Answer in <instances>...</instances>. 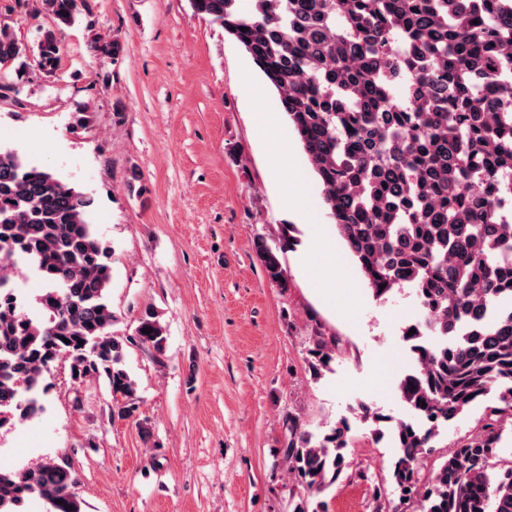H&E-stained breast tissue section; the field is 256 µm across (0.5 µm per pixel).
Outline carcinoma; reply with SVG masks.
I'll return each mask as SVG.
<instances>
[{
    "label": "carcinoma",
    "mask_w": 512,
    "mask_h": 512,
    "mask_svg": "<svg viewBox=\"0 0 512 512\" xmlns=\"http://www.w3.org/2000/svg\"><path fill=\"white\" fill-rule=\"evenodd\" d=\"M237 41L277 92L364 285L376 300L405 288L421 317L407 326L413 369L398 385L412 417L390 420L360 403L399 453L390 480L400 512H512V466L498 468L505 418L512 419V0H190ZM53 19L32 63L57 74L64 31L79 0H41ZM95 56L116 58V39L92 38ZM22 49L0 27V69ZM93 199L52 171L0 150V427L45 411L46 376L60 359L75 385L101 380L112 417L137 411L130 348L160 359L167 334L145 309L134 334L112 333V250L89 220ZM256 241L268 279L287 283L280 252ZM27 262L46 284L30 311L12 292ZM150 328L145 334L142 329ZM416 330L410 335L408 331ZM320 340L314 372L331 360ZM499 405L482 427L448 449L429 475L423 460L441 430L491 392ZM344 418L315 435L288 418L282 458L303 494L292 512H321L317 500L353 466ZM76 477L63 458L0 469V512L37 498L50 512H80Z\"/></svg>",
    "instance_id": "1"
}]
</instances>
